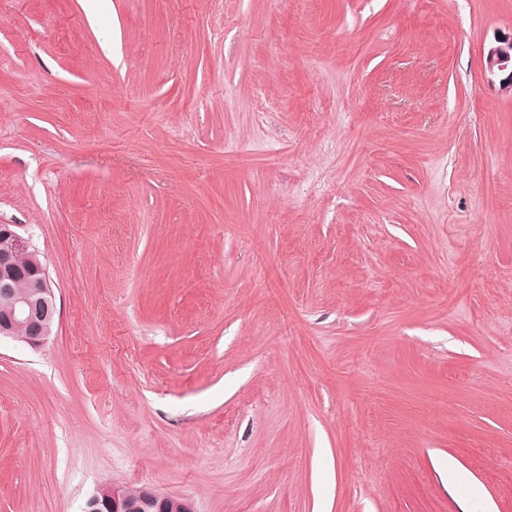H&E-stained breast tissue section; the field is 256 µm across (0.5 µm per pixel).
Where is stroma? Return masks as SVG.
<instances>
[{
  "mask_svg": "<svg viewBox=\"0 0 512 512\" xmlns=\"http://www.w3.org/2000/svg\"><path fill=\"white\" fill-rule=\"evenodd\" d=\"M512 0H0V512H512ZM485 71L512 92V32H501L483 53ZM19 224H0V342L23 341L32 348L50 338L57 316L56 297L46 267L31 250ZM29 280L21 291L18 280ZM20 330H23L21 334ZM85 512H194L191 503L152 488L130 491L127 487L106 483L86 500Z\"/></svg>",
  "mask_w": 512,
  "mask_h": 512,
  "instance_id": "obj_1",
  "label": "stroma"
}]
</instances>
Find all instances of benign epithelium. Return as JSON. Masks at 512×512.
Masks as SVG:
<instances>
[{
	"instance_id": "1",
	"label": "benign epithelium",
	"mask_w": 512,
	"mask_h": 512,
	"mask_svg": "<svg viewBox=\"0 0 512 512\" xmlns=\"http://www.w3.org/2000/svg\"><path fill=\"white\" fill-rule=\"evenodd\" d=\"M485 71L512 92V32L500 33L483 53ZM20 224H0V340L23 341L32 348L50 338L57 316L56 297L46 267L31 250ZM30 288H17L20 278ZM85 512H194L191 503L152 488L135 491L106 483L86 500Z\"/></svg>"
}]
</instances>
